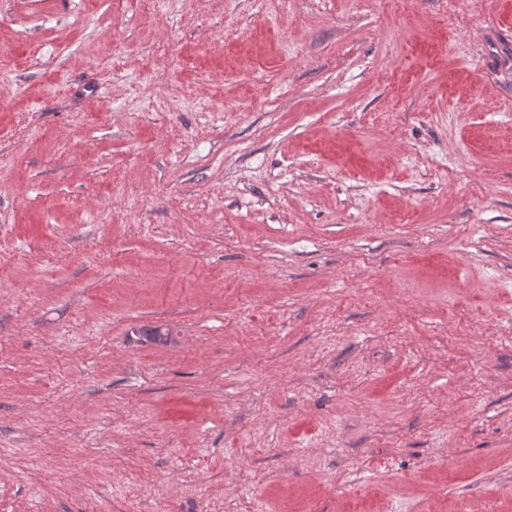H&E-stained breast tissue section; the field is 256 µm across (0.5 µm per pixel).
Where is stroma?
Masks as SVG:
<instances>
[{"instance_id":"35a3bbf8","label":"stroma","mask_w":512,"mask_h":512,"mask_svg":"<svg viewBox=\"0 0 512 512\" xmlns=\"http://www.w3.org/2000/svg\"><path fill=\"white\" fill-rule=\"evenodd\" d=\"M0 512H512V0H0Z\"/></svg>"}]
</instances>
